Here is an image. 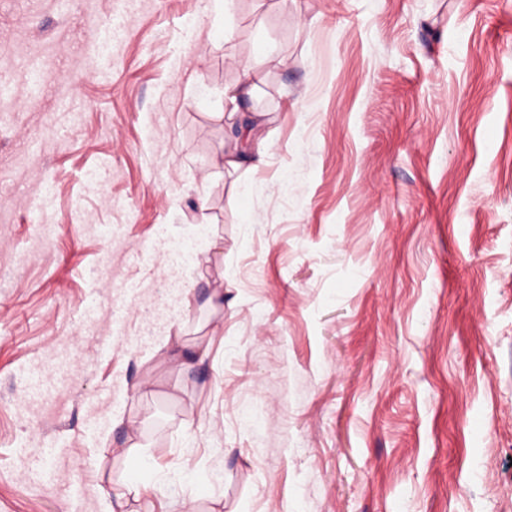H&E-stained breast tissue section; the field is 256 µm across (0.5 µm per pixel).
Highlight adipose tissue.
I'll list each match as a JSON object with an SVG mask.
<instances>
[{
	"label": "adipose tissue",
	"instance_id": "adipose-tissue-1",
	"mask_svg": "<svg viewBox=\"0 0 512 512\" xmlns=\"http://www.w3.org/2000/svg\"><path fill=\"white\" fill-rule=\"evenodd\" d=\"M253 89L254 83L248 78L224 92V101L231 106L227 117L232 122L234 136L224 154L223 165L234 171L244 166L252 170L259 168L267 154L268 143L263 135V114L244 112L240 109L241 101L252 95Z\"/></svg>",
	"mask_w": 512,
	"mask_h": 512
}]
</instances>
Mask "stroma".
<instances>
[{
	"label": "stroma",
	"instance_id": "stroma-1",
	"mask_svg": "<svg viewBox=\"0 0 512 512\" xmlns=\"http://www.w3.org/2000/svg\"><path fill=\"white\" fill-rule=\"evenodd\" d=\"M105 434L169 512H512V0H0V512ZM254 82L249 71L245 72V80L240 84L224 91V102L232 106L230 112H217L218 118L225 116L232 120L231 129L234 132L233 141L224 151V168L237 171L247 164L251 170L259 168L264 163L268 143L263 137L264 115L261 112H241L240 102L252 95ZM178 335L171 336V334H167L155 348L154 353L150 355L151 359L156 354H160L167 361L176 362L180 365H185L189 362L204 363L210 355L211 339L205 345L197 344L192 349L186 350L187 348L182 342V336Z\"/></svg>",
	"mask_w": 512,
	"mask_h": 512
}]
</instances>
